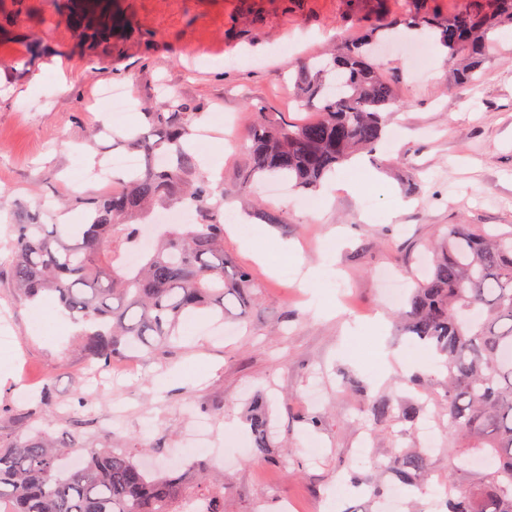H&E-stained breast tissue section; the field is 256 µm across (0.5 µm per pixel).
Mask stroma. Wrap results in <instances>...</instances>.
<instances>
[{"label":"stroma","instance_id":"obj_1","mask_svg":"<svg viewBox=\"0 0 512 512\" xmlns=\"http://www.w3.org/2000/svg\"><path fill=\"white\" fill-rule=\"evenodd\" d=\"M26 2L33 15L0 35V436L24 433L15 413L29 402L18 394L35 393L49 374L55 400L40 426L74 445L151 449L157 470L188 445L197 421H209L214 452L204 464L224 486V512H283L290 501L296 512H435L439 490L461 477L448 455L443 375L425 346L398 334L379 275L411 282L448 224L512 237V27L492 33L472 87L449 83L437 48L426 78L404 40L377 57L401 102L389 122L399 135L337 166L359 192L325 185L314 193L318 207L306 209L297 192L274 196L271 180L243 185L254 110L309 120L295 102L297 73L375 18L402 16L401 0H116L131 27L110 58L75 47L65 0ZM33 40L44 53L32 64ZM112 87L126 90L131 111L107 137L97 132L98 108ZM170 95L197 112V131L214 113L237 116L206 136L197 170L224 182L230 205L221 216L235 225L224 257L249 269L253 286L225 319L197 311L177 343L123 351L111 374H92L79 325L51 299L16 292L11 227L33 216L76 223L78 200L110 193L95 169L126 153L123 135L142 127L143 106ZM287 269L297 279L284 277ZM385 350L404 364L384 380ZM257 394L271 401L278 426L261 455L250 425ZM379 403L389 416L369 413ZM417 403L436 432L429 485L397 502L386 468L395 449L413 443L402 413Z\"/></svg>","mask_w":512,"mask_h":512}]
</instances>
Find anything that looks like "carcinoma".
<instances>
[{
	"mask_svg": "<svg viewBox=\"0 0 512 512\" xmlns=\"http://www.w3.org/2000/svg\"><path fill=\"white\" fill-rule=\"evenodd\" d=\"M403 24L425 38L439 36L459 85L480 81L489 52L488 33L512 25V0H472L446 17L424 9V0H403ZM66 17L73 42L112 56V31L124 25L107 0H68ZM396 34V26L345 45L328 59L300 71L299 106L318 109L295 125L257 113L249 151L256 175L281 176L299 191L316 189L357 148L374 149L386 125L384 113L400 106L390 82L374 64L373 48ZM189 107L176 98L149 108L148 127L130 134L126 146L145 159V169L127 176L121 191L85 202L82 224L14 225L13 285L21 297L52 296L61 313L88 327L79 337L85 354L100 368L120 355L121 340L150 346L179 336L183 320L200 309H225V298L251 287L245 270L224 261V224L217 209L224 189L205 176H192L195 158ZM190 203L197 224H165L140 265L116 264L121 248L140 242L156 205ZM402 314L404 333L432 346L442 357L448 383V422L456 441L448 456H470L466 484L445 487L447 512H512V237L478 234L467 224H450L432 266L409 295ZM255 451L268 445L273 421L266 405L252 411ZM72 444L36 428L0 440V504L6 512H224V493L215 490L206 467L194 474L160 477L133 452L93 448L82 465L65 464ZM401 484L425 491L428 455L401 450L393 460Z\"/></svg>",
	"mask_w": 512,
	"mask_h": 512,
	"instance_id": "cac0c4a2",
	"label": "carcinoma"
}]
</instances>
